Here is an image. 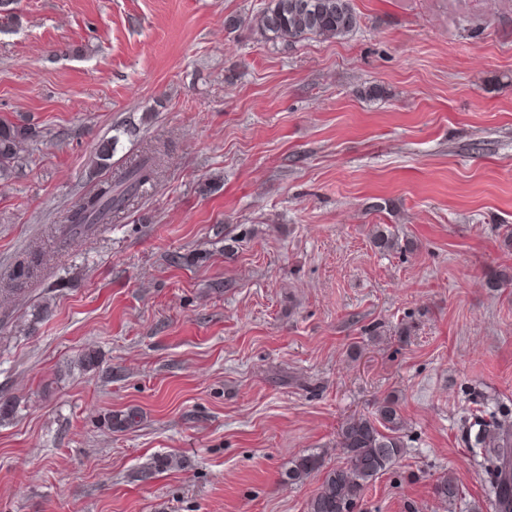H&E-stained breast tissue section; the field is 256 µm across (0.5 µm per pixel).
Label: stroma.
Instances as JSON below:
<instances>
[{
    "label": "stroma",
    "instance_id": "35a3bbf8",
    "mask_svg": "<svg viewBox=\"0 0 512 512\" xmlns=\"http://www.w3.org/2000/svg\"><path fill=\"white\" fill-rule=\"evenodd\" d=\"M264 3L0 19V120L44 132L0 180V288L32 250L56 283L0 305V512H306L322 475L292 460L340 465L341 423L387 396L404 454L357 512H495L466 439L512 407V284L486 285L512 275V0H353V35L291 46L252 27ZM112 136L113 169L156 148L158 178L59 245ZM323 467V459L319 453H308L297 457L288 469L287 477L291 481H300Z\"/></svg>",
    "mask_w": 512,
    "mask_h": 512
}]
</instances>
